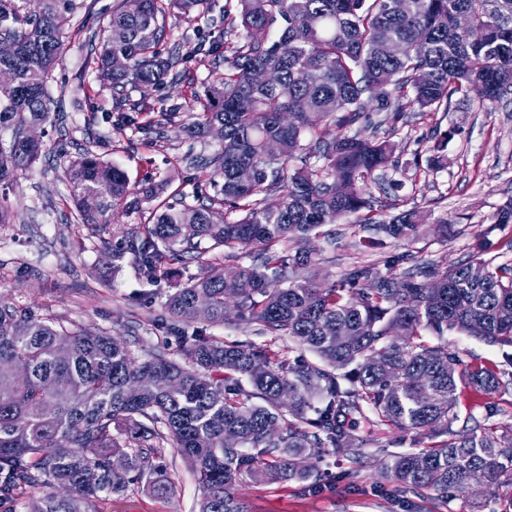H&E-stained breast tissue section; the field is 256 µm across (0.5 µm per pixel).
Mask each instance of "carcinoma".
<instances>
[{
	"label": "carcinoma",
	"instance_id": "1",
	"mask_svg": "<svg viewBox=\"0 0 512 512\" xmlns=\"http://www.w3.org/2000/svg\"><path fill=\"white\" fill-rule=\"evenodd\" d=\"M389 2L226 0L224 19L239 22L232 55L224 75L186 103L184 126L189 135L224 131L219 149L198 160L213 193L158 206L143 233L112 251L116 260L133 255L141 279L156 286L172 266L224 249L225 265L205 268L165 302L171 324L183 326L188 364L162 350L142 359L107 331H68L0 302V512H91L95 499L123 495L137 480L163 494L166 444L203 489L199 512H248L238 494L245 477L313 492L343 481L347 473L321 467L322 454L349 448L365 457V441L344 431L352 414L413 434V448L381 463L399 492L444 506L450 494L472 493L512 509V424L453 429L459 389L500 397L512 375L464 365L445 342L458 331L512 345V267L477 256L440 272L407 249L393 264L409 269L394 276L371 262L330 285L309 276L307 242L326 224L357 214L378 240L408 244L422 226L416 208L376 220L367 189L392 164L394 144L334 129L370 112H434L455 94L490 103L512 95V0H407L403 13ZM165 8V0L120 7L91 35L101 84L145 92L180 78L179 56L163 49ZM71 10L72 0H34L21 20L0 0V39L14 45L0 55V71L13 76L0 86V182L42 152L26 132L51 121L47 82ZM462 17L480 38L460 28ZM383 41L402 53L377 55ZM118 57L126 67H113ZM67 178L88 224L160 189L130 185L90 151L70 162ZM230 295L238 320L288 341L293 356L203 334L196 323L224 321ZM424 434L434 442L423 445ZM39 484L52 491L33 495Z\"/></svg>",
	"mask_w": 512,
	"mask_h": 512
}]
</instances>
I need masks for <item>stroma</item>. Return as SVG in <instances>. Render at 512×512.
I'll use <instances>...</instances> for the list:
<instances>
[{
	"instance_id": "obj_1",
	"label": "stroma",
	"mask_w": 512,
	"mask_h": 512,
	"mask_svg": "<svg viewBox=\"0 0 512 512\" xmlns=\"http://www.w3.org/2000/svg\"><path fill=\"white\" fill-rule=\"evenodd\" d=\"M122 0H74L71 22L64 34V54L52 74L48 91L56 102L54 124L44 126L43 151L27 172L0 184V202L14 214L0 224V300L37 315L54 319L66 329L98 327L129 342L138 355L152 354L167 344L172 358H180L179 340L168 330L164 304L171 286L187 283L202 266L191 262L177 266L166 284L143 285L132 259L113 268L110 253L115 244L142 230L154 204L143 200L129 210L115 213L109 224H83L74 213L66 169L84 151L125 170L131 184L152 175L164 186L166 199L189 198L207 175L193 166L198 156L217 151L213 136L188 137L186 101L191 92L224 72L223 56L231 40L225 32V0H208L202 11L183 13L169 7L163 18L170 44L180 47L186 73L179 85H166L148 94L132 90L118 98L100 86L86 41L103 18ZM200 30L207 41L220 45V56L195 51L183 34ZM147 99L173 119L160 137L147 138L121 120L125 105ZM346 135H377L396 146L394 164L371 185L375 206L387 210L389 184H400V206L417 208L424 217V234L414 245L386 240L370 242L371 234L354 218L340 219L331 227L335 244L312 238V274L318 281L339 280L355 263H386L389 257L414 248L422 263L437 269L467 261L478 246L499 264L512 266V224H496L494 216L512 201V100L497 105L476 97L453 96L439 112L393 119L381 112L346 128ZM447 219L448 232L434 227ZM448 348L464 363L486 365L512 373V346L488 345L466 334L452 332ZM459 426L512 423V405L472 390L457 395ZM349 434L367 438L366 452L407 450L410 435L391 432L359 417L346 420ZM171 488L164 495L135 488L122 496L98 499L92 512H197L202 491L174 448L164 450ZM324 462L331 470L351 471L358 489L346 493L332 488L319 494L301 491L297 484H268L244 479L238 491L250 512H490L483 499L458 497L441 505L430 497L400 496L381 487V468L376 462L355 460L343 448L327 449Z\"/></svg>"
}]
</instances>
